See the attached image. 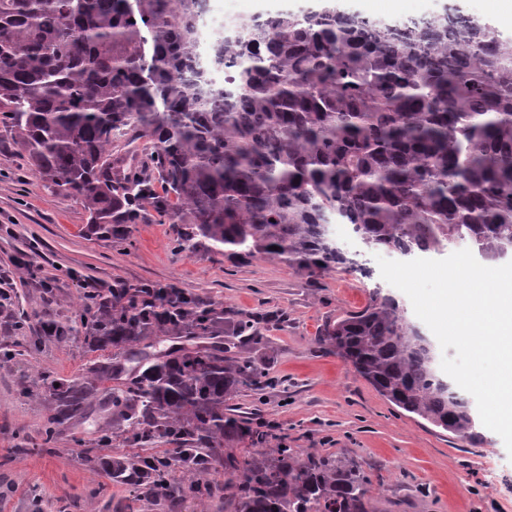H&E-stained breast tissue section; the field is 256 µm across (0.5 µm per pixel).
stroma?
Masks as SVG:
<instances>
[{
  "mask_svg": "<svg viewBox=\"0 0 512 512\" xmlns=\"http://www.w3.org/2000/svg\"><path fill=\"white\" fill-rule=\"evenodd\" d=\"M493 0H403L393 22L456 10L496 26ZM176 225L146 209L120 234L95 230L69 191L47 188L9 128L0 125V512H147L114 484L97 448L99 423L75 422L59 442L40 436L47 414L45 376L82 373L92 355L74 333L85 289L172 282L253 316L269 355V387L231 402L253 425L301 452L344 454L368 480L371 512H512V457L484 425L466 441L392 405L318 336L327 323L388 295L407 318L409 298L380 275L375 249L351 228L332 227L353 263L312 274L263 258L196 256L174 247ZM69 327L55 338L46 323Z\"/></svg>",
  "mask_w": 512,
  "mask_h": 512,
  "instance_id": "obj_1",
  "label": "stroma"
}]
</instances>
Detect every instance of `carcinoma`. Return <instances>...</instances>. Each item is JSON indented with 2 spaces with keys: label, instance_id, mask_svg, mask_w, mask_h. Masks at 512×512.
<instances>
[{
  "label": "carcinoma",
  "instance_id": "carcinoma-1",
  "mask_svg": "<svg viewBox=\"0 0 512 512\" xmlns=\"http://www.w3.org/2000/svg\"><path fill=\"white\" fill-rule=\"evenodd\" d=\"M204 0H0V118L46 185L77 194L109 231L152 207L182 228L178 251L276 260L311 273L343 266L336 214L370 244L439 252L456 240L488 259L512 248V42L455 13L387 24L325 6L258 16L212 46L233 79L197 57ZM143 139L145 166L112 172ZM73 378H43L44 442L77 418L108 421L98 443L174 446L115 455L112 481L183 512L236 481L232 512H370L345 455L269 448L272 434L224 412L266 377L253 320L174 283L83 292ZM318 341L382 397L464 440L470 403L445 387L390 297L327 324ZM253 448L238 458L240 447Z\"/></svg>",
  "mask_w": 512,
  "mask_h": 512
}]
</instances>
